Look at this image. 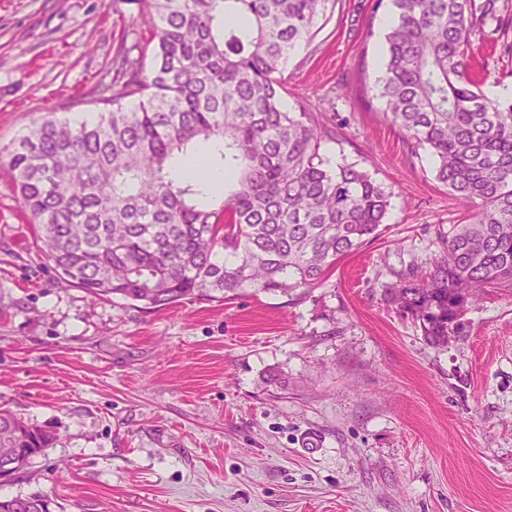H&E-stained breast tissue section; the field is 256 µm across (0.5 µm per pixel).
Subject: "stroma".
<instances>
[{"label": "stroma", "instance_id": "stroma-1", "mask_svg": "<svg viewBox=\"0 0 512 512\" xmlns=\"http://www.w3.org/2000/svg\"><path fill=\"white\" fill-rule=\"evenodd\" d=\"M498 5L503 28L470 36L487 88L512 87V0ZM136 15L0 0V148L46 114L95 111ZM392 19L336 0L283 71L285 106L334 131L330 162L392 193L378 237L317 287L91 301L55 285L0 176V407L57 435L0 495H44L51 512H512V290L487 289L445 347L382 295L395 271L427 270L464 215L376 98Z\"/></svg>", "mask_w": 512, "mask_h": 512}]
</instances>
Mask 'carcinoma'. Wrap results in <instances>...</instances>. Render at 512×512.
<instances>
[{
	"instance_id": "1",
	"label": "carcinoma",
	"mask_w": 512,
	"mask_h": 512,
	"mask_svg": "<svg viewBox=\"0 0 512 512\" xmlns=\"http://www.w3.org/2000/svg\"><path fill=\"white\" fill-rule=\"evenodd\" d=\"M138 6L93 90L90 122L42 117L7 148L12 189L58 283L153 308L313 288L376 237L391 192L332 167L326 128L284 105L282 72L329 0H112ZM377 98L414 157L466 209L432 268L395 272L385 300L446 346L481 290L512 288V103L487 98L469 56L500 28L496 0H389ZM149 37H144V34ZM207 148L233 179L177 174ZM55 433L0 407V448ZM41 495L0 512H50Z\"/></svg>"
}]
</instances>
